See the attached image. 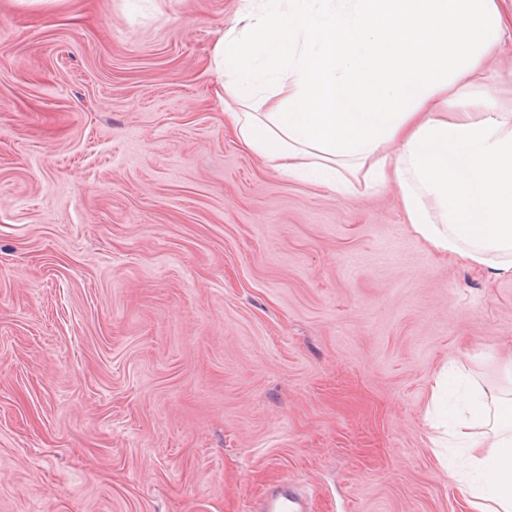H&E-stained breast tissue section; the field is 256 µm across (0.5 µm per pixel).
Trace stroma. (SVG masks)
<instances>
[{"label": "stroma", "instance_id": "obj_1", "mask_svg": "<svg viewBox=\"0 0 512 512\" xmlns=\"http://www.w3.org/2000/svg\"><path fill=\"white\" fill-rule=\"evenodd\" d=\"M244 0H0V512H466L428 405L493 387L512 277L442 261L391 187L224 131ZM307 497L288 479L268 488L257 503L256 512H308Z\"/></svg>", "mask_w": 512, "mask_h": 512}]
</instances>
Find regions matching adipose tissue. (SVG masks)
Returning <instances> with one entry per match:
<instances>
[{"label":"adipose tissue","instance_id":"adipose-tissue-1","mask_svg":"<svg viewBox=\"0 0 512 512\" xmlns=\"http://www.w3.org/2000/svg\"><path fill=\"white\" fill-rule=\"evenodd\" d=\"M244 18L249 41L213 48L244 149L339 192L394 185L436 255L512 277V110L458 84L512 43L505 0H258ZM466 402L431 442L468 441L469 512H512V396L479 388Z\"/></svg>","mask_w":512,"mask_h":512}]
</instances>
